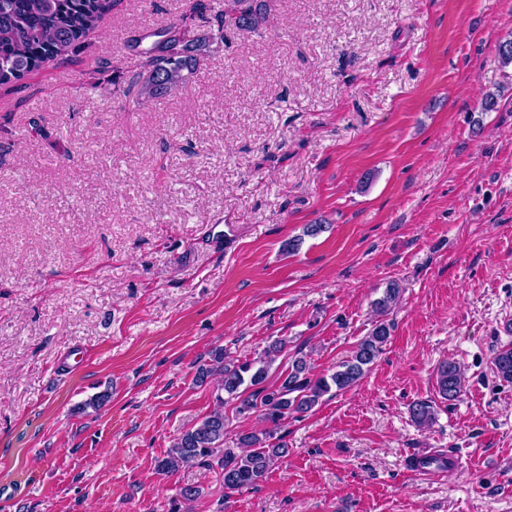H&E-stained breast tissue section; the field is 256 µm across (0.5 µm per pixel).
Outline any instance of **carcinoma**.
<instances>
[{
    "label": "carcinoma",
    "mask_w": 512,
    "mask_h": 512,
    "mask_svg": "<svg viewBox=\"0 0 512 512\" xmlns=\"http://www.w3.org/2000/svg\"><path fill=\"white\" fill-rule=\"evenodd\" d=\"M116 0H0V85L19 82L37 72L49 59L75 50ZM270 0H224V10L206 17L203 0H193L190 16L206 25L216 23V32L197 33L187 22L172 23L153 33L157 40L139 51L142 58L137 85L142 99H159L185 88L196 73L200 58L212 43L224 40L231 29L261 31L269 23ZM401 288L391 283L376 301L379 316L400 299ZM390 337V324L379 319L368 336L356 345L351 359L330 374L309 375L307 362L294 358L281 371L276 385H266L269 369L284 343L272 342L262 357L231 362L224 349L211 351L210 361L197 369V381L218 377L213 410L195 427L175 438L171 448L156 461V472L173 474L182 468L203 465L218 470L224 494L257 486L290 452L285 436L277 434L293 414L308 413L332 391L353 387L383 351ZM493 364L498 378L512 383V345L497 351ZM461 367L446 361L438 369L440 396L454 401L462 391ZM235 404L242 417L258 414L267 425L262 431L245 430L236 447H224V406ZM414 422H433L435 411L428 401L410 406Z\"/></svg>",
    "instance_id": "carcinoma-1"
}]
</instances>
